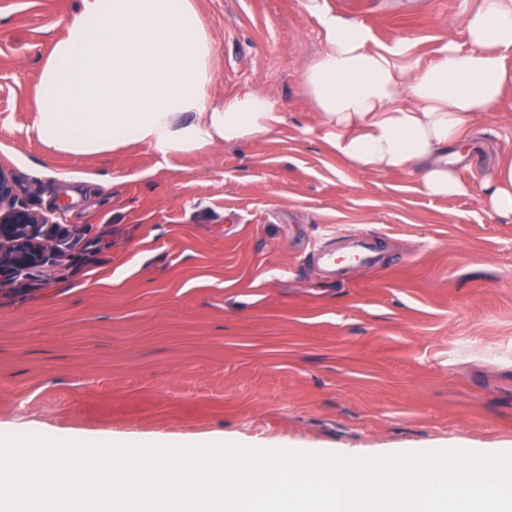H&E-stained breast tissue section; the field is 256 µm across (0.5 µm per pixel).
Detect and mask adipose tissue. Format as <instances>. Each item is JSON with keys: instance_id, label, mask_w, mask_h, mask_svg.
Returning <instances> with one entry per match:
<instances>
[{"instance_id": "ef3b65f1", "label": "adipose tissue", "mask_w": 512, "mask_h": 512, "mask_svg": "<svg viewBox=\"0 0 512 512\" xmlns=\"http://www.w3.org/2000/svg\"><path fill=\"white\" fill-rule=\"evenodd\" d=\"M46 58L34 129L52 149L101 154L143 144L164 155L204 152L270 133L280 116L249 93L213 105L214 43L192 0H81ZM322 49L299 91L350 174H413L434 197L467 194L454 165L477 116L512 98V0H465L459 38L431 57L412 40L378 43L364 25L311 5ZM512 215V153L483 199Z\"/></svg>"}]
</instances>
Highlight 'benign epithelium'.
I'll return each instance as SVG.
<instances>
[{"instance_id": "7a95c632", "label": "benign epithelium", "mask_w": 512, "mask_h": 512, "mask_svg": "<svg viewBox=\"0 0 512 512\" xmlns=\"http://www.w3.org/2000/svg\"><path fill=\"white\" fill-rule=\"evenodd\" d=\"M56 219L18 205L12 178L0 169V283L68 256L76 229Z\"/></svg>"}]
</instances>
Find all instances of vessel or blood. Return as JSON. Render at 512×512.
Masks as SVG:
<instances>
[{"instance_id": "1", "label": "vessel or blood", "mask_w": 512, "mask_h": 512, "mask_svg": "<svg viewBox=\"0 0 512 512\" xmlns=\"http://www.w3.org/2000/svg\"><path fill=\"white\" fill-rule=\"evenodd\" d=\"M311 255L319 267L331 274L345 264L372 267L379 263L373 236L360 232L326 235L314 244Z\"/></svg>"}]
</instances>
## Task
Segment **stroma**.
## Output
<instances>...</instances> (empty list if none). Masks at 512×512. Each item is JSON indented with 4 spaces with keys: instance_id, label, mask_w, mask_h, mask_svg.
Returning a JSON list of instances; mask_svg holds the SVG:
<instances>
[{
    "instance_id": "1",
    "label": "stroma",
    "mask_w": 512,
    "mask_h": 512,
    "mask_svg": "<svg viewBox=\"0 0 512 512\" xmlns=\"http://www.w3.org/2000/svg\"><path fill=\"white\" fill-rule=\"evenodd\" d=\"M428 56L464 0H319ZM215 48L213 104L251 92L273 131L202 153L71 155L33 130L46 58L81 0H0V169L61 210L68 258L0 285V435L225 441L357 457L512 452V217L483 176L512 151V99L478 120L467 194L416 174L345 173L300 73L322 48L306 0H193ZM379 239L337 278L323 227Z\"/></svg>"
}]
</instances>
